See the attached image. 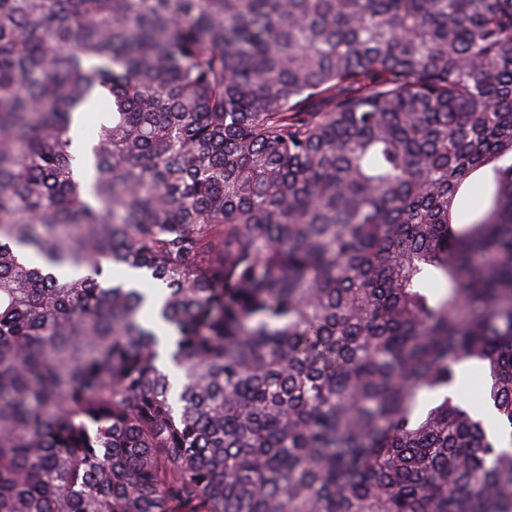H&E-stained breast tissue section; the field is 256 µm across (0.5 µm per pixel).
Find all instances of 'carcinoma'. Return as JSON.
Wrapping results in <instances>:
<instances>
[{
    "label": "carcinoma",
    "mask_w": 512,
    "mask_h": 512,
    "mask_svg": "<svg viewBox=\"0 0 512 512\" xmlns=\"http://www.w3.org/2000/svg\"><path fill=\"white\" fill-rule=\"evenodd\" d=\"M0 512H512V0H0Z\"/></svg>",
    "instance_id": "1"
}]
</instances>
